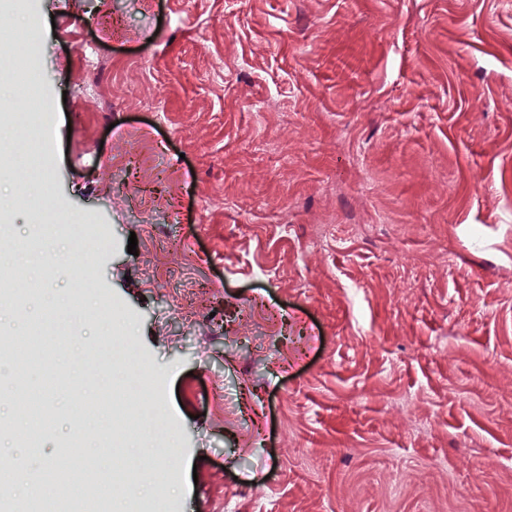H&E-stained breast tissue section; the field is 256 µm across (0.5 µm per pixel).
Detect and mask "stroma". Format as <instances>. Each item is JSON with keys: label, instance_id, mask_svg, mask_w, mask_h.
Listing matches in <instances>:
<instances>
[{"label": "stroma", "instance_id": "stroma-1", "mask_svg": "<svg viewBox=\"0 0 512 512\" xmlns=\"http://www.w3.org/2000/svg\"><path fill=\"white\" fill-rule=\"evenodd\" d=\"M43 53L47 150L0 77V211L62 210L109 249L49 275L56 241L0 259L81 303L0 424L11 492L70 445L175 470L99 489L100 512H512V0H33L0 12ZM46 199L19 201V185ZM137 238L136 254L127 251ZM0 302V339L53 317ZM126 324L109 368L94 309ZM151 366L146 427L112 450L61 407Z\"/></svg>", "mask_w": 512, "mask_h": 512}]
</instances>
